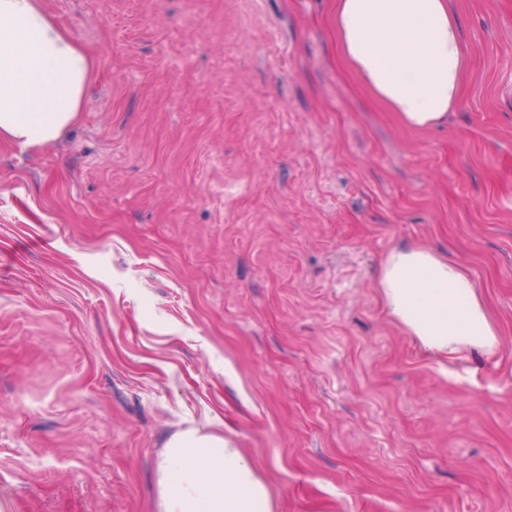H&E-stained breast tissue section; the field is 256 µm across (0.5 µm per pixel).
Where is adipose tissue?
Returning a JSON list of instances; mask_svg holds the SVG:
<instances>
[{"instance_id": "1", "label": "adipose tissue", "mask_w": 512, "mask_h": 512, "mask_svg": "<svg viewBox=\"0 0 512 512\" xmlns=\"http://www.w3.org/2000/svg\"><path fill=\"white\" fill-rule=\"evenodd\" d=\"M341 59L404 129L446 122L461 100L468 50L451 0H334ZM96 61L40 0H0V144L48 147L73 127ZM388 316L439 363L493 353L498 331L457 261L419 245L380 263ZM157 512H271V496L232 438L203 424L157 454Z\"/></svg>"}]
</instances>
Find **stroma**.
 <instances>
[{"instance_id": "stroma-1", "label": "stroma", "mask_w": 512, "mask_h": 512, "mask_svg": "<svg viewBox=\"0 0 512 512\" xmlns=\"http://www.w3.org/2000/svg\"><path fill=\"white\" fill-rule=\"evenodd\" d=\"M96 58L75 126L0 146V512H155L212 420L272 512H512V0H453L444 127L344 65L333 0H41ZM461 263L499 344L441 365L373 286Z\"/></svg>"}]
</instances>
